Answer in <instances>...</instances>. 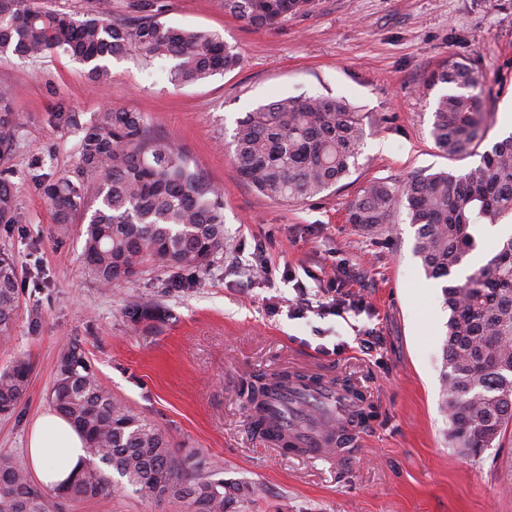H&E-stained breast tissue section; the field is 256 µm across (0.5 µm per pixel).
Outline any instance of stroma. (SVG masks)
<instances>
[{
    "instance_id": "35a3bbf8",
    "label": "stroma",
    "mask_w": 512,
    "mask_h": 512,
    "mask_svg": "<svg viewBox=\"0 0 512 512\" xmlns=\"http://www.w3.org/2000/svg\"><path fill=\"white\" fill-rule=\"evenodd\" d=\"M167 24L219 34L242 63L203 83L175 86L163 68L113 61L96 89L84 65L54 52L0 58V84L15 91L20 139L10 160L26 223L0 224V252L17 267L18 308L0 371L16 359L31 373L23 400L0 415V454L23 458L31 426L52 408L63 347L77 342L113 396L154 422L175 453L192 448L221 478L244 483L236 512H512V429L478 457L452 448L441 411L448 312L440 281L415 257V229L372 235L348 223L349 202L373 179L459 171L474 158L440 153L430 136L445 60L482 68L490 116L484 147L512 134V0H313L281 23L255 29L219 0H164ZM330 95L370 125L358 167L336 188L304 201L269 200L244 183L227 144L236 120L286 96ZM142 113L171 139L224 200L230 246L209 270L145 266L103 287L81 256L88 218L60 229L36 174L74 169L81 128L105 110ZM75 122L63 125L58 110ZM268 265L270 279L256 277ZM310 291L291 316L294 282ZM336 282L349 308L335 314L318 286ZM157 302L147 332L123 314L130 299ZM374 349H360L363 339ZM282 372L331 378L359 390L370 413L347 461L277 453L250 424L243 385ZM61 512H188L184 502L144 498L113 477L107 497L66 501Z\"/></svg>"
}]
</instances>
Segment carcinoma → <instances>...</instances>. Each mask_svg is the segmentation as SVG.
<instances>
[{
	"instance_id": "carcinoma-1",
	"label": "carcinoma",
	"mask_w": 512,
	"mask_h": 512,
	"mask_svg": "<svg viewBox=\"0 0 512 512\" xmlns=\"http://www.w3.org/2000/svg\"><path fill=\"white\" fill-rule=\"evenodd\" d=\"M311 0H224V10L254 27L275 25ZM131 16L115 19L42 9L31 0H0V57L36 59L61 51L87 67L104 87L110 61L135 56L167 63L173 85L203 82L241 64L236 46L216 33L168 25L160 0H128ZM445 85L434 103L430 135L452 159L479 157L461 171L416 173L403 181L375 179L348 206V222L372 233L401 217L416 227L414 254L426 275L443 282L448 310L443 341V411L448 440L464 455L500 446L512 426V233L464 280L483 226L512 222V135L479 151L488 128L485 75L472 62L450 61L429 87ZM13 92L0 86V224L24 215L9 166L19 135ZM367 136L363 113L342 98L284 97L245 113L231 138L240 177L264 197L297 203L333 189L356 168ZM55 223L91 212L82 256L102 285L131 281L147 265L174 270L210 268L228 247L218 190L191 168L173 143L149 135L138 112L112 109L82 127L75 169L39 178ZM14 260L0 254V340L8 339L17 308ZM159 308L134 300L124 311L135 328L152 327ZM29 364L16 360L0 372V414L24 398ZM305 376H258L247 386L253 428L264 430L273 387ZM51 402L84 436L90 458L69 482L52 491L31 483L13 457L0 455V512H59L64 499L90 500L111 491L112 472L142 497L173 498L189 512H229L244 486L203 472L198 453L173 455L169 439L151 421L112 396L79 344L67 343L55 366Z\"/></svg>"
}]
</instances>
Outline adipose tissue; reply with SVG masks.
<instances>
[{"label":"adipose tissue","instance_id":"obj_1","mask_svg":"<svg viewBox=\"0 0 512 512\" xmlns=\"http://www.w3.org/2000/svg\"><path fill=\"white\" fill-rule=\"evenodd\" d=\"M89 458L82 434L66 419L46 412L34 421L23 464L40 484L54 488L69 481Z\"/></svg>","mask_w":512,"mask_h":512}]
</instances>
